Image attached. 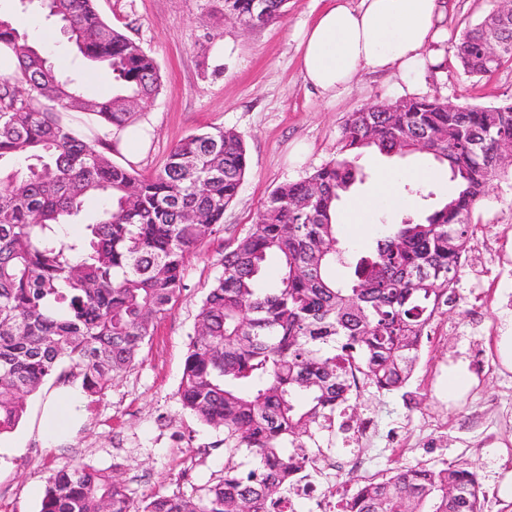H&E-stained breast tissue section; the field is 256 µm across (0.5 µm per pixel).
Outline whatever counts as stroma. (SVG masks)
<instances>
[{
    "label": "stroma",
    "instance_id": "1",
    "mask_svg": "<svg viewBox=\"0 0 512 512\" xmlns=\"http://www.w3.org/2000/svg\"><path fill=\"white\" fill-rule=\"evenodd\" d=\"M325 0H289L279 20L243 29L226 20L217 0H95L101 16L140 43L159 63L160 94L136 115L147 146L136 162L139 173L160 168L173 145L213 127L231 129L245 140L249 168L236 200L224 213L223 232L206 235L188 262L185 288L157 325L134 364L103 396H83L78 425L46 446L40 434L42 409L59 386L47 380L26 399L20 424L0 435V512H39L53 469L77 462L116 474L134 498L159 492L191 496L194 487L224 474L223 431L200 424L181 406L178 388L190 336L207 285L219 274L226 238L254 224L270 192L301 180L334 159L341 129L351 113L370 103L432 96L462 106L512 101V62L494 73H464L454 44L496 7V0H449L448 38L430 46L441 67L426 65L408 74L362 72L335 98L308 89L299 69L296 27L312 21ZM0 13L25 18L36 45L51 43L47 56L64 73L82 72L84 98L110 96L76 56L66 36L36 7L0 0ZM224 42V68L214 72L208 52ZM357 164L365 178L354 196L369 195L383 172L390 191L405 196L414 170L434 167L430 155L413 152L385 156L364 153ZM402 210L386 205L369 223L340 227L353 250H368L382 224L400 221ZM474 233L457 287V301L433 324L409 386L379 394L367 390L354 409L372 417L369 463L346 467L350 448L343 434L320 433L327 454L343 461L333 483L337 491L364 480H378L390 468L417 464H460L473 468L482 483L485 512H512L499 485L512 478V369L502 364L498 343L512 320V288L492 270L500 256L512 254V180L495 183L473 215ZM465 364L477 383L460 401L448 398V371Z\"/></svg>",
    "mask_w": 512,
    "mask_h": 512
}]
</instances>
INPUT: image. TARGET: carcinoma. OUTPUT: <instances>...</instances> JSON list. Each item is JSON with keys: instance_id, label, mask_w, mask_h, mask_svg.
Segmentation results:
<instances>
[{"instance_id": "cac0c4a2", "label": "carcinoma", "mask_w": 512, "mask_h": 512, "mask_svg": "<svg viewBox=\"0 0 512 512\" xmlns=\"http://www.w3.org/2000/svg\"><path fill=\"white\" fill-rule=\"evenodd\" d=\"M260 0H222L224 15L249 26ZM112 96L88 100L55 71L12 20L0 44L19 72L0 76V434L13 429L25 397L53 377L82 376L103 394L135 361L185 288L186 263L202 238L224 230L249 158L240 134H191L144 175L112 161L108 138L135 122L160 93L161 69L138 42L112 27L95 0L42 5ZM457 58L470 76L512 61V12L494 10L462 35ZM96 117L82 130L74 113ZM512 142V103L486 107L436 97L352 113L340 157L274 189L258 220L227 240L222 272L197 315L179 386L201 423L224 431V453L246 467L195 495L153 493L137 501L114 474L86 463L53 472L39 512H266L292 475L312 463L317 431L335 430L359 381L377 392L406 388L434 321L453 302L473 235L472 215L508 173L498 144ZM421 152L447 168L453 193L424 215L383 225L358 255L338 237L337 204L363 173L353 157ZM105 201L86 221L89 199ZM277 258L273 286L261 273ZM350 268L346 279L327 276ZM291 451H286V448ZM343 512H483L478 475L457 465L389 470L347 496Z\"/></svg>"}]
</instances>
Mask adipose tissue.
Instances as JSON below:
<instances>
[{
    "mask_svg": "<svg viewBox=\"0 0 512 512\" xmlns=\"http://www.w3.org/2000/svg\"><path fill=\"white\" fill-rule=\"evenodd\" d=\"M447 0H327L298 35L299 64L307 85L332 97L362 70L411 71L440 39ZM75 390H60L45 407L41 434L54 441L61 424L80 417Z\"/></svg>",
    "mask_w": 512,
    "mask_h": 512,
    "instance_id": "adipose-tissue-1",
    "label": "adipose tissue"
}]
</instances>
